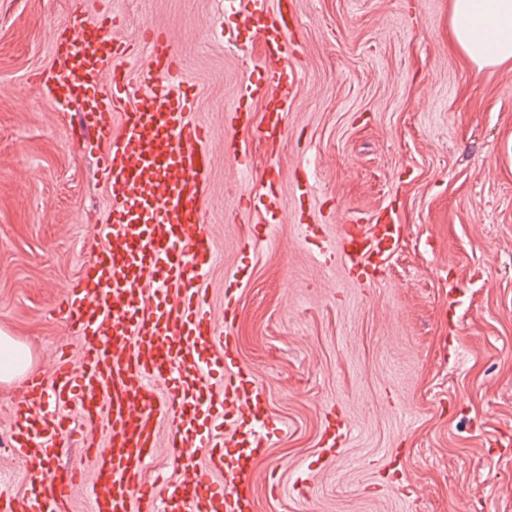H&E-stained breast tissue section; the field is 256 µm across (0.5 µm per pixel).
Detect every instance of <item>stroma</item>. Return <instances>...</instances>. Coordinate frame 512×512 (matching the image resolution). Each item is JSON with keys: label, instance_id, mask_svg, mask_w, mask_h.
<instances>
[{"label": "stroma", "instance_id": "1", "mask_svg": "<svg viewBox=\"0 0 512 512\" xmlns=\"http://www.w3.org/2000/svg\"><path fill=\"white\" fill-rule=\"evenodd\" d=\"M224 2L0 0V331L51 379L59 351L78 350L63 295L103 245L102 146L36 82L55 30L77 9L116 17L134 45L165 26L214 153L211 317L223 324L234 290L236 362L269 416L267 448L231 451L253 473L254 512H512V63L479 72L450 51L449 0H291L300 50L279 61L297 77L275 151L252 131L264 101L245 92L269 62ZM233 110L248 116L249 176L224 154ZM271 164L282 200L267 216L245 197ZM382 210L404 231L378 281L326 259L342 224ZM18 397L0 383L9 493L87 469L81 447L13 455ZM342 414L355 432L328 450Z\"/></svg>", "mask_w": 512, "mask_h": 512}]
</instances>
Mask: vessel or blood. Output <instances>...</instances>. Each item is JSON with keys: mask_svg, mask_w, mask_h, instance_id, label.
I'll return each mask as SVG.
<instances>
[{"mask_svg": "<svg viewBox=\"0 0 512 512\" xmlns=\"http://www.w3.org/2000/svg\"><path fill=\"white\" fill-rule=\"evenodd\" d=\"M233 13L269 52L287 54L294 26L286 0H238ZM115 26L107 14L73 13L39 74L60 110L80 104L83 124L105 147L109 218L105 245L64 295L66 328L79 349L58 357L52 382L37 374L21 382L10 445L26 462L66 452L77 434L64 413L71 404L88 424H103L105 435L83 443L92 459L86 474L61 468L32 480L22 495L1 496L0 512H69L80 485L89 489V512H251L250 476L225 461L224 449L261 452L263 402L233 358L213 353L230 334L235 296H225L220 327L200 286L216 258L202 221L212 153L192 118L171 31L150 28L140 56L112 35ZM136 69L142 80L133 78ZM293 80L290 72L268 74L278 101L258 125L259 138L284 141ZM402 235L395 223L342 225L336 258L347 270L382 267ZM45 399L54 412L42 410ZM161 447L194 475L164 493L144 480Z\"/></svg>", "mask_w": 512, "mask_h": 512, "instance_id": "obj_1", "label": "vessel or blood"}]
</instances>
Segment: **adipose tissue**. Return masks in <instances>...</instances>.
<instances>
[{"label":"adipose tissue","instance_id":"ef3b65f1","mask_svg":"<svg viewBox=\"0 0 512 512\" xmlns=\"http://www.w3.org/2000/svg\"><path fill=\"white\" fill-rule=\"evenodd\" d=\"M453 50L477 70L512 61V0H450Z\"/></svg>","mask_w":512,"mask_h":512}]
</instances>
